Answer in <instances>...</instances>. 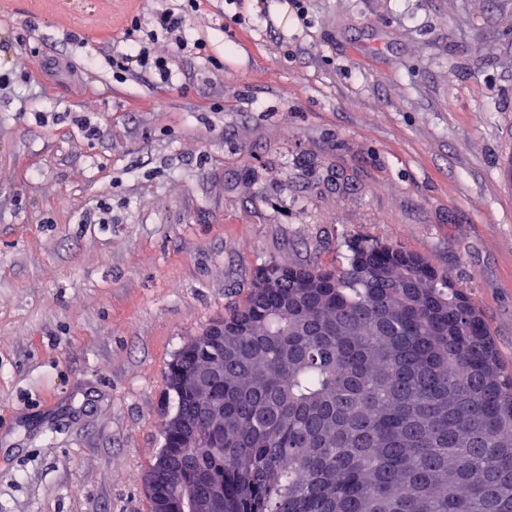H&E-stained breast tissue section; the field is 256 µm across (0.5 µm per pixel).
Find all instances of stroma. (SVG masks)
Wrapping results in <instances>:
<instances>
[{"instance_id": "stroma-1", "label": "stroma", "mask_w": 512, "mask_h": 512, "mask_svg": "<svg viewBox=\"0 0 512 512\" xmlns=\"http://www.w3.org/2000/svg\"><path fill=\"white\" fill-rule=\"evenodd\" d=\"M79 2L0 0V512H150L165 368L268 264L419 253L512 372V0H199L166 83L100 48L172 0Z\"/></svg>"}]
</instances>
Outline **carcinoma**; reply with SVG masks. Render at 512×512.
<instances>
[{
	"instance_id": "cac0c4a2",
	"label": "carcinoma",
	"mask_w": 512,
	"mask_h": 512,
	"mask_svg": "<svg viewBox=\"0 0 512 512\" xmlns=\"http://www.w3.org/2000/svg\"><path fill=\"white\" fill-rule=\"evenodd\" d=\"M315 288L252 287L168 365V512H512V374L474 302L401 247L359 242ZM219 367L200 390L179 381ZM224 399V447H181Z\"/></svg>"
}]
</instances>
